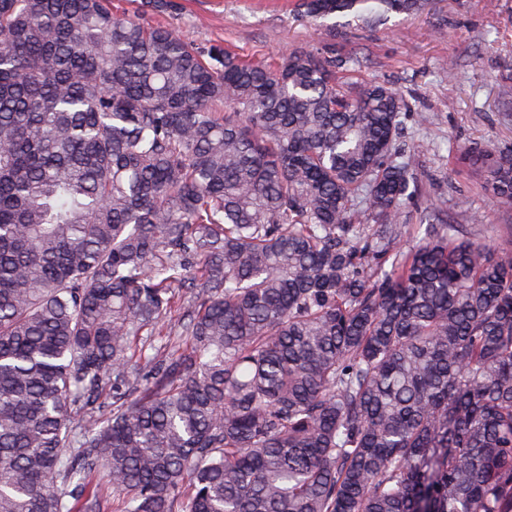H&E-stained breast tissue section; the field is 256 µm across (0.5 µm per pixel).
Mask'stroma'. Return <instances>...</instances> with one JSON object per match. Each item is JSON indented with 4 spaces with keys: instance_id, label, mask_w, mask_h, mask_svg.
I'll list each match as a JSON object with an SVG mask.
<instances>
[{
    "instance_id": "1",
    "label": "stroma",
    "mask_w": 512,
    "mask_h": 512,
    "mask_svg": "<svg viewBox=\"0 0 512 512\" xmlns=\"http://www.w3.org/2000/svg\"><path fill=\"white\" fill-rule=\"evenodd\" d=\"M178 21L195 43L217 44L254 62L335 47L353 58L349 79L387 83L403 97L405 149L417 192L403 221L440 208L447 223L506 244L512 225L465 158L468 150L512 151V0H428L422 12L380 14L370 22L336 15L313 25L290 0H176ZM424 125H416V118Z\"/></svg>"
}]
</instances>
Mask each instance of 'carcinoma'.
Listing matches in <instances>:
<instances>
[{
	"mask_svg": "<svg viewBox=\"0 0 512 512\" xmlns=\"http://www.w3.org/2000/svg\"><path fill=\"white\" fill-rule=\"evenodd\" d=\"M349 63L0 0V512H512V244H404V101Z\"/></svg>",
	"mask_w": 512,
	"mask_h": 512,
	"instance_id": "carcinoma-1",
	"label": "carcinoma"
}]
</instances>
